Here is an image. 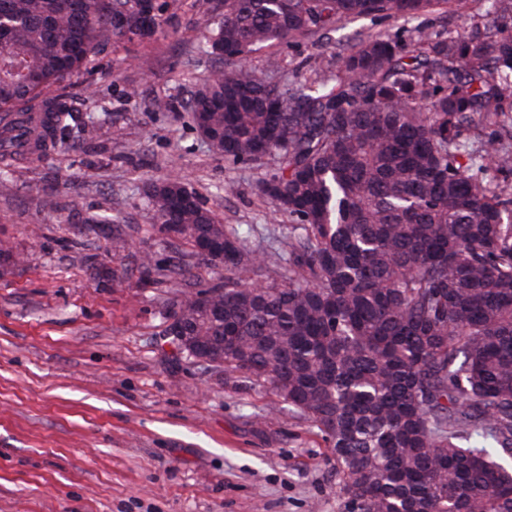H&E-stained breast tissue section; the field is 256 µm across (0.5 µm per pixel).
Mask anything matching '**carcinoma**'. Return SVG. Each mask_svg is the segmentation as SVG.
<instances>
[{"label":"carcinoma","instance_id":"1","mask_svg":"<svg viewBox=\"0 0 512 512\" xmlns=\"http://www.w3.org/2000/svg\"><path fill=\"white\" fill-rule=\"evenodd\" d=\"M455 0H224L203 33L224 68L190 93L195 128L236 164L280 158L259 191L288 216L256 255L185 180L147 192L178 239L224 243V284L182 293L164 330L193 363L263 382L322 432L344 512H512V33L421 28L359 39L336 80H280L255 47L372 16L412 20ZM150 0H0V156H34L94 122L44 91L102 47L150 36ZM26 180L0 168V185ZM197 251L140 257L188 283Z\"/></svg>","mask_w":512,"mask_h":512}]
</instances>
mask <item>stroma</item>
Segmentation results:
<instances>
[{
	"label": "stroma",
	"instance_id": "stroma-1",
	"mask_svg": "<svg viewBox=\"0 0 512 512\" xmlns=\"http://www.w3.org/2000/svg\"><path fill=\"white\" fill-rule=\"evenodd\" d=\"M161 23L143 42L101 48L80 74L49 94L87 108L96 136L75 153L25 160L31 181L0 188V242L22 255L0 266V512H344L329 444L257 381L205 369L163 334L178 302L168 282L141 280L139 258L165 257L145 189L172 170L186 174L219 220L267 250L288 218L257 192L276 160L235 164L212 153L191 122V90L218 68L200 37L219 0H156ZM487 0L418 18L454 32L495 22ZM402 23L362 18L328 37L251 54L278 60L283 75L334 78L357 36L393 34ZM140 98H127L129 86ZM168 103L148 110L153 97ZM111 208L128 244L87 216Z\"/></svg>",
	"mask_w": 512,
	"mask_h": 512
}]
</instances>
